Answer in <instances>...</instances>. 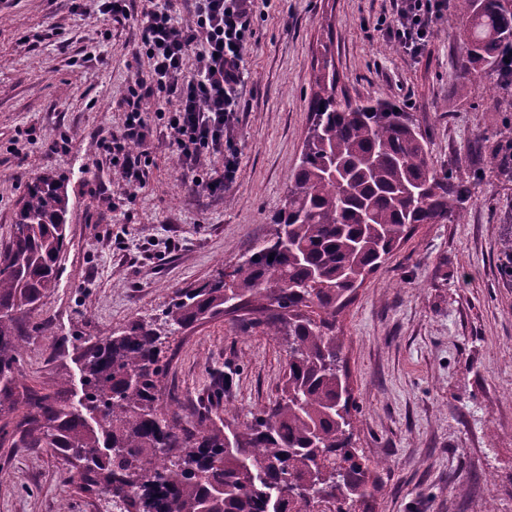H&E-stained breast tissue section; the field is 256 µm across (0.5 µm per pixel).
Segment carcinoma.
Masks as SVG:
<instances>
[{"mask_svg":"<svg viewBox=\"0 0 512 512\" xmlns=\"http://www.w3.org/2000/svg\"><path fill=\"white\" fill-rule=\"evenodd\" d=\"M456 11L463 89L470 75L505 65L512 0H456ZM313 83L312 122L271 237L228 275L88 350L79 406L30 396L14 427L0 425V445L55 449L80 467L84 489L112 492L123 512H307L310 492L327 498L329 512H355L371 496L381 463L354 446L357 406L342 378L336 315L352 278L375 272L413 226L452 219L471 193L431 170L426 140L397 104L336 100L330 43ZM67 213L64 183L38 179L0 249V413L18 402L27 343L18 326L56 286ZM229 293L259 315L251 324L288 339L278 397L234 429V448L224 446L229 420L202 415L180 430L156 404L166 327L224 313Z\"/></svg>","mask_w":512,"mask_h":512,"instance_id":"1","label":"carcinoma"}]
</instances>
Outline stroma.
Here are the masks:
<instances>
[{"label": "stroma", "instance_id": "35a3bbf8", "mask_svg": "<svg viewBox=\"0 0 512 512\" xmlns=\"http://www.w3.org/2000/svg\"><path fill=\"white\" fill-rule=\"evenodd\" d=\"M396 0H256L242 56L241 110L223 153L197 170H236L223 194L193 189L165 128L147 142L149 174L131 188L96 146L123 127V90L148 69L138 57L149 6L175 22L189 0H132L115 23L98 0H0V247L29 184L50 175L69 197V243L55 288L26 319L33 332L22 385L78 405L84 351L201 287L274 230L310 125L313 63L335 44L336 96L406 107L436 172L472 196L446 224L416 225L336 317L358 407L356 445L381 460L372 512H512V279L501 239L512 182L495 150L512 126V91L496 72L458 90L457 13L448 9L419 56L387 35ZM283 338L223 313L168 332L157 403L179 425L274 401ZM229 378L222 398L211 382ZM97 491L51 448L0 447V512H104Z\"/></svg>", "mask_w": 512, "mask_h": 512}]
</instances>
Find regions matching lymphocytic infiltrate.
Wrapping results in <instances>:
<instances>
[{"mask_svg": "<svg viewBox=\"0 0 512 512\" xmlns=\"http://www.w3.org/2000/svg\"><path fill=\"white\" fill-rule=\"evenodd\" d=\"M253 6L254 0H194L192 20L185 25L160 9L144 15L141 49L150 69L125 87L128 122L123 130L98 142L129 184L145 183L146 162L138 148L151 134L152 120L162 121L185 163L208 152H223L224 138L239 110L241 60ZM446 7V0H398L387 33L403 52L420 54ZM196 49L201 65L190 74L184 60ZM149 100L156 103L151 112L145 108Z\"/></svg>", "mask_w": 512, "mask_h": 512, "instance_id": "f902f5d3", "label": "lymphocytic infiltrate"}]
</instances>
